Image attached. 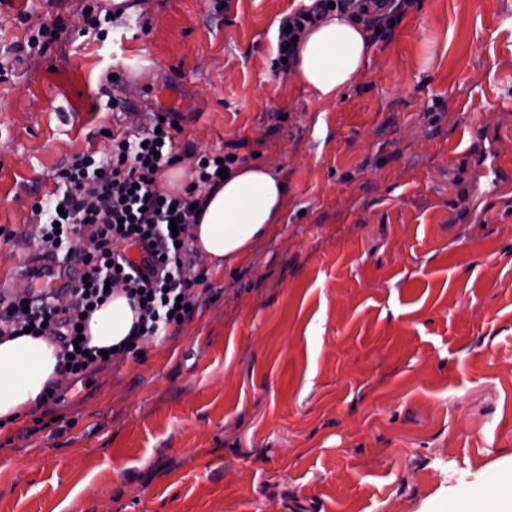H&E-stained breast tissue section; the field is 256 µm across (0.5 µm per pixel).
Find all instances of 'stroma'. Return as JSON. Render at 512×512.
I'll return each mask as SVG.
<instances>
[{"mask_svg":"<svg viewBox=\"0 0 512 512\" xmlns=\"http://www.w3.org/2000/svg\"><path fill=\"white\" fill-rule=\"evenodd\" d=\"M84 4L0 0L2 45L66 25L0 63V280L53 171L152 112L287 193L177 335L0 428V512H442L512 472V189L472 161H512V0H413L331 103L279 66L301 0H124L104 43ZM63 31L61 22H55L52 26H48L44 23L39 24L33 31L32 34L27 38L24 44L11 45L9 48H5V52H21V51H33L35 49L38 52L45 51L52 43H54ZM53 33L58 34V38L53 36Z\"/></svg>","mask_w":512,"mask_h":512,"instance_id":"1","label":"stroma"}]
</instances>
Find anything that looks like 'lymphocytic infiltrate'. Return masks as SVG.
<instances>
[{"mask_svg": "<svg viewBox=\"0 0 512 512\" xmlns=\"http://www.w3.org/2000/svg\"><path fill=\"white\" fill-rule=\"evenodd\" d=\"M405 0H315L314 6L288 16L291 32L279 33L278 55L283 73H290L293 37L328 10L363 23L367 30L389 28L404 13ZM174 113H154L137 129L110 133L106 152L75 154L52 176L55 188L31 206L38 222V250L80 263L85 279L76 286L45 293L0 298V338L23 331L59 343L60 373L86 381L104 364L99 348L79 339L100 301L120 291L136 305L137 334L125 350L138 353L147 338L180 330L197 308L199 297L211 294L208 272L200 267L191 229L193 206L221 177L231 158L193 148L176 151ZM193 158L191 178L177 194L159 187L162 174L175 166L177 154ZM144 248L141 261L128 248Z\"/></svg>", "mask_w": 512, "mask_h": 512, "instance_id": "f902f5d3", "label": "lymphocytic infiltrate"}]
</instances>
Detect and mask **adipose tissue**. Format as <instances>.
<instances>
[{"label":"adipose tissue","instance_id":"obj_1","mask_svg":"<svg viewBox=\"0 0 512 512\" xmlns=\"http://www.w3.org/2000/svg\"><path fill=\"white\" fill-rule=\"evenodd\" d=\"M372 44L363 24L332 13L307 28L297 45L292 72L322 102L336 100L367 67ZM281 177L257 164L232 168L227 179L203 197L192 228L199 258L215 270L231 268L280 223L286 190ZM137 313L118 293L90 317L91 345H124ZM58 348L48 339H0V423L35 410L49 384L58 382Z\"/></svg>","mask_w":512,"mask_h":512}]
</instances>
